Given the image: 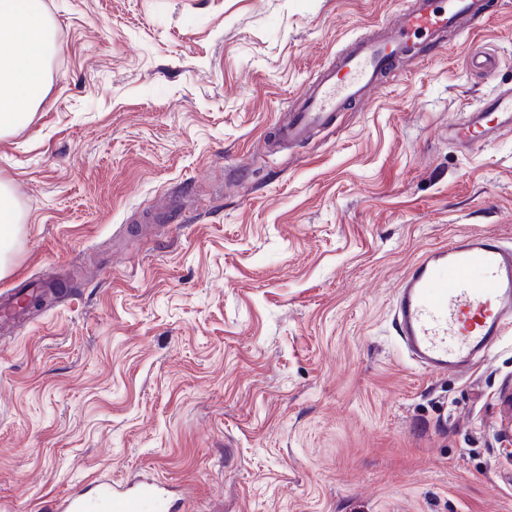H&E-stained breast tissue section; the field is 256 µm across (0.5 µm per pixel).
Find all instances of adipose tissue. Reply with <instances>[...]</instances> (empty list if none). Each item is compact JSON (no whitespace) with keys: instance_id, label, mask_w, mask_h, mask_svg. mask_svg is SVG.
<instances>
[{"instance_id":"ef3b65f1","label":"adipose tissue","mask_w":512,"mask_h":512,"mask_svg":"<svg viewBox=\"0 0 512 512\" xmlns=\"http://www.w3.org/2000/svg\"><path fill=\"white\" fill-rule=\"evenodd\" d=\"M0 137L37 112L49 81L54 31L19 0H0Z\"/></svg>"}]
</instances>
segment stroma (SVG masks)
<instances>
[{"label":"stroma","mask_w":512,"mask_h":512,"mask_svg":"<svg viewBox=\"0 0 512 512\" xmlns=\"http://www.w3.org/2000/svg\"><path fill=\"white\" fill-rule=\"evenodd\" d=\"M41 2L58 49L0 139L23 214L0 292L69 293L0 339V512L142 475L189 485L182 512H512V336L428 374L391 313L425 250L512 244V129L448 135L512 86V0L281 149L293 98L399 0ZM467 66L471 73L485 76L495 73L499 61L491 53L479 51L469 55Z\"/></svg>","instance_id":"35a3bbf8"}]
</instances>
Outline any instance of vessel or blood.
<instances>
[{"mask_svg": "<svg viewBox=\"0 0 512 512\" xmlns=\"http://www.w3.org/2000/svg\"><path fill=\"white\" fill-rule=\"evenodd\" d=\"M483 0H409L392 24L352 39L335 62L295 97L280 140L303 143L335 125L350 104L370 102L382 74L415 52L416 37L443 48L449 31L465 18L479 19ZM471 73L490 75L499 61L470 54ZM512 125V87L482 110L469 113L453 131L464 147ZM397 334L409 358L430 373L465 370L512 333V245L488 234L458 237L427 249L403 275L394 297ZM52 512H172L166 487L155 480H96L90 491L53 500Z\"/></svg>", "mask_w": 512, "mask_h": 512, "instance_id": "obj_1", "label": "vessel or blood"}]
</instances>
